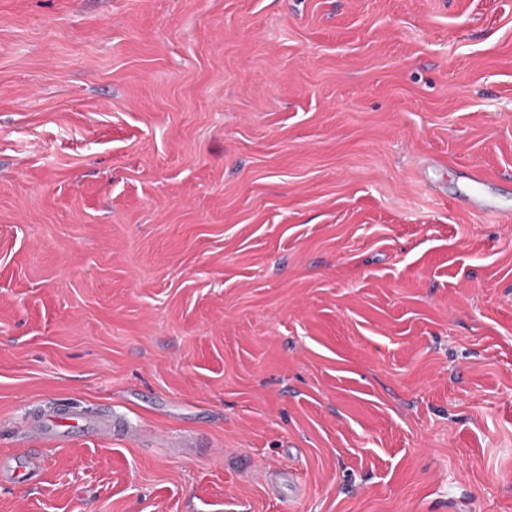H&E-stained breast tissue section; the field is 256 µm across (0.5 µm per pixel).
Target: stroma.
<instances>
[{
    "mask_svg": "<svg viewBox=\"0 0 512 512\" xmlns=\"http://www.w3.org/2000/svg\"><path fill=\"white\" fill-rule=\"evenodd\" d=\"M28 451L0 512H512V0H0ZM25 427L34 438L53 442L65 435V431L60 430L62 427L79 429L91 435L109 437L116 432L118 425L112 420L96 418L81 412H71L65 415L43 413L35 423L26 422ZM13 462L15 463V466L13 465ZM40 469V457L34 452L27 454L21 464H19L15 458L0 459V477L2 480L7 477L12 481H17L19 479L31 481L38 476Z\"/></svg>",
    "mask_w": 512,
    "mask_h": 512,
    "instance_id": "35a3bbf8",
    "label": "stroma"
}]
</instances>
